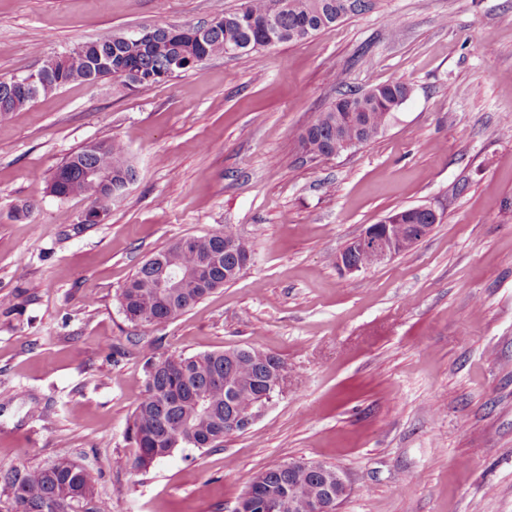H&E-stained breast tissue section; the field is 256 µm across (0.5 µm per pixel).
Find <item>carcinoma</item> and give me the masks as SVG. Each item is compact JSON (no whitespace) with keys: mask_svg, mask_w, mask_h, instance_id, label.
I'll return each mask as SVG.
<instances>
[{"mask_svg":"<svg viewBox=\"0 0 512 512\" xmlns=\"http://www.w3.org/2000/svg\"><path fill=\"white\" fill-rule=\"evenodd\" d=\"M372 8V0H352L344 9L341 0H243L233 12L220 10L207 23L156 28L149 40L131 34H110L88 42L65 55L46 59L37 69L41 84L35 96L13 95L10 84L0 80V121L73 81L87 80L99 54H112V80L144 89L159 84L213 57L254 56L280 43L301 41L315 32ZM372 93L351 90L317 113L300 136L303 153L327 158L342 140L361 144L373 140L392 112L411 93L410 86L393 80L371 87ZM110 169L120 183L137 180L138 172L126 145L104 139L72 153L56 169L52 193L59 198L86 196L100 201L98 190L87 181L86 171ZM414 224H429L420 212L392 233L402 246L416 243ZM190 246L176 242L147 259L121 288L119 303L127 319L137 326H157L172 320L224 284L236 279L251 247L228 226L205 236L188 237ZM236 242L230 249L228 242ZM222 254L214 268L212 288L187 285L170 299L156 295V263L193 269L205 258ZM146 375L143 396L135 408L129 433L138 454L135 467L144 468L170 456L178 448H212L224 442V422L239 416L260 390L272 384L285 363L276 355L255 348L207 352L186 356L156 355L143 349ZM329 477L293 471L286 466L257 472L246 492L250 512H274L273 503L286 492L293 496L292 510L307 512L306 502L320 493ZM0 482L13 497L14 512H110L109 501L99 496L86 470L66 453L46 467L0 472Z\"/></svg>","mask_w":512,"mask_h":512,"instance_id":"carcinoma-1","label":"carcinoma"}]
</instances>
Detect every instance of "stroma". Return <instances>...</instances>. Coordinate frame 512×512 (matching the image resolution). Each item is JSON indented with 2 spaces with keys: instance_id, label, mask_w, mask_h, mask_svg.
<instances>
[{
  "instance_id": "1",
  "label": "stroma",
  "mask_w": 512,
  "mask_h": 512,
  "mask_svg": "<svg viewBox=\"0 0 512 512\" xmlns=\"http://www.w3.org/2000/svg\"><path fill=\"white\" fill-rule=\"evenodd\" d=\"M213 11L0 0V79ZM397 79L411 95L375 139L302 153V130L340 92ZM112 137L138 179L105 223L85 224L89 199L50 182ZM414 206L439 216L425 238L338 269L351 238ZM224 225L251 245L246 270L166 323L126 319L117 295L144 260ZM148 343L270 352L288 386L220 447L138 469L128 425ZM62 452L111 512H235L257 472L294 459L344 472L336 512H512V0H373L254 58L144 90L73 82L0 122V471Z\"/></svg>"
}]
</instances>
